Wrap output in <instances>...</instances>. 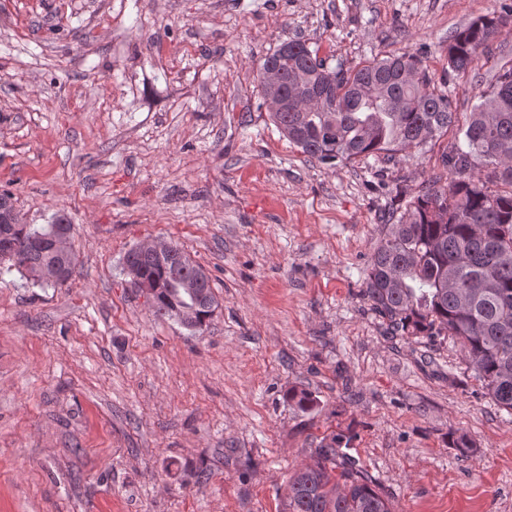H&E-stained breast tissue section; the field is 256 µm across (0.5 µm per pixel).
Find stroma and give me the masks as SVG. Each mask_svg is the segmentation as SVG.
<instances>
[{"mask_svg":"<svg viewBox=\"0 0 512 512\" xmlns=\"http://www.w3.org/2000/svg\"><path fill=\"white\" fill-rule=\"evenodd\" d=\"M502 4L0 0V192L21 223L73 224L78 258L60 288L0 273V512H280L340 435L394 512H512V414L453 339L390 336L363 296L394 196L442 173L456 128L321 164L258 79L295 38L331 68L410 51L463 119L512 25L463 75L448 43ZM153 240L209 276L202 330L131 283L126 251Z\"/></svg>","mask_w":512,"mask_h":512,"instance_id":"obj_1","label":"stroma"}]
</instances>
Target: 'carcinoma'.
<instances>
[{"label":"carcinoma","mask_w":512,"mask_h":512,"mask_svg":"<svg viewBox=\"0 0 512 512\" xmlns=\"http://www.w3.org/2000/svg\"><path fill=\"white\" fill-rule=\"evenodd\" d=\"M503 13L480 16L448 44V69L465 74L489 54ZM278 67L276 85L264 97H300L297 109L271 119L310 160L350 162L370 155L423 148L456 122L451 100L435 87L417 55L407 51L344 69L329 68L302 39L290 40L265 58ZM463 144L442 153L452 175L448 185L432 179L392 210L370 260L364 297L402 336H450L499 409L512 413V61L499 66L489 94L469 113ZM54 225L0 224V261L40 285L63 286L53 269L76 256L35 244ZM128 271L157 284L155 316L202 329L216 301L202 266L177 244L160 253L135 247L125 255ZM195 285L188 292L184 285ZM350 439L334 436L315 459L288 479L282 512H391L384 491L349 461ZM340 479L332 481L336 465Z\"/></svg>","instance_id":"1"}]
</instances>
